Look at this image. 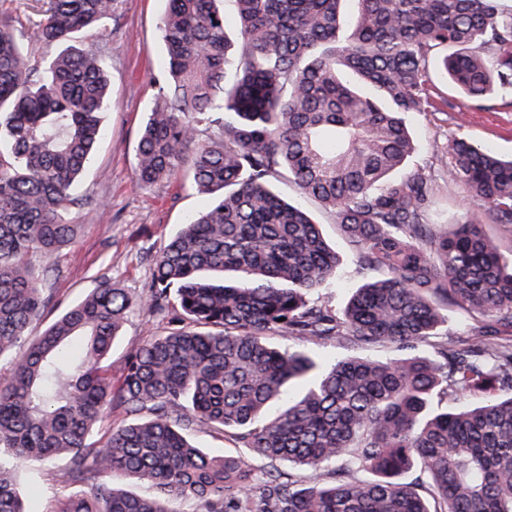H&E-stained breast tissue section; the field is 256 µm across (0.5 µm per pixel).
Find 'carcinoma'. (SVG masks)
<instances>
[{"label": "carcinoma", "mask_w": 512, "mask_h": 512, "mask_svg": "<svg viewBox=\"0 0 512 512\" xmlns=\"http://www.w3.org/2000/svg\"><path fill=\"white\" fill-rule=\"evenodd\" d=\"M219 2L166 0L135 172L141 185L184 176L209 204L151 256L144 294L103 271L38 336L57 304L41 260L81 232L69 213L86 204L76 185L112 106L107 52L77 39L106 31L119 0H46L36 29L54 52L40 64L0 17V512H27L18 465L57 457L84 492L54 512H177L186 498L197 512H512V251L490 230L512 231V157L448 140L469 207L443 230L406 122L434 107V67L474 102L512 93V11L354 0L347 29L345 0H234L231 35ZM277 178L356 253L363 282L341 311L313 297L336 278V249ZM140 306L166 327L115 383L112 346ZM453 307L472 322L450 343ZM327 343L399 357L306 349ZM113 409L133 421L90 442ZM198 427L246 453L192 445ZM258 460L288 470L259 473ZM106 474L155 492L109 488ZM313 352L329 360H338L351 356L386 359L394 357L397 353L392 345L361 348L356 346H336L335 344L314 348Z\"/></svg>", "instance_id": "1"}]
</instances>
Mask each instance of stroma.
Masks as SVG:
<instances>
[{"instance_id":"obj_1","label":"stroma","mask_w":512,"mask_h":512,"mask_svg":"<svg viewBox=\"0 0 512 512\" xmlns=\"http://www.w3.org/2000/svg\"><path fill=\"white\" fill-rule=\"evenodd\" d=\"M40 7L39 0H0V12L12 18L25 48L36 59L51 52L35 37ZM164 10L165 0H121L111 35L88 31L79 38L81 46L102 47L108 52L112 107L103 118L106 135L76 188L77 194L88 200L70 215L72 223L82 225V235L75 245L47 261V286L68 304L77 303L96 288L105 267L116 287L137 294L146 292L151 280L150 254L180 229L188 215L206 206L186 179L145 187L135 181L138 143L155 101L153 77L165 58L159 33ZM431 90L435 99L451 100L453 110L446 114L414 113L408 118V126L417 160L427 166L440 189L432 217L450 225L456 223L466 202L461 189L445 176L444 143L463 136L511 156L512 106L504 105L496 95L482 105H474L436 72L431 75ZM306 209L322 224L340 257L336 280L319 289L317 295L333 308L343 309L352 288L361 282L356 257L337 225L315 202H307ZM160 328L158 316L144 308L133 310L113 345V366H120L148 332ZM64 469V460L55 459L38 469L20 472V488L30 512H55L60 500L77 493V486L66 480Z\"/></svg>"}]
</instances>
